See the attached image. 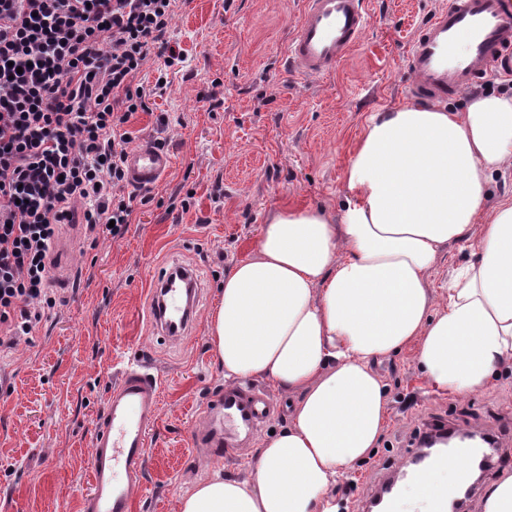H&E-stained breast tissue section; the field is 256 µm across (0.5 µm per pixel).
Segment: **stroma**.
Here are the masks:
<instances>
[{
    "mask_svg": "<svg viewBox=\"0 0 512 512\" xmlns=\"http://www.w3.org/2000/svg\"><path fill=\"white\" fill-rule=\"evenodd\" d=\"M444 2L365 0L361 43L329 76L302 78L287 61L302 0H177L170 37L185 61L168 68L150 56L134 79L150 109L127 125L134 144L163 140L171 168L123 238L62 227L67 250L52 258L69 276L52 285L55 306L33 336L0 350V512H83L97 418L120 372L144 355L159 405L132 512H177L179 495L216 467L246 477L247 454L228 458L192 440L201 409L224 387L208 335L224 275L254 256L262 224L279 208L339 217L345 169L367 121L411 102L407 51ZM214 90L223 100L216 109L206 100ZM175 260L199 280L192 326L177 340L149 318L154 276ZM416 352L411 344L372 365L387 417L376 448L333 491L352 512H366L380 475L409 460L423 425H512V368L455 395L429 385Z\"/></svg>",
    "mask_w": 512,
    "mask_h": 512,
    "instance_id": "1",
    "label": "stroma"
}]
</instances>
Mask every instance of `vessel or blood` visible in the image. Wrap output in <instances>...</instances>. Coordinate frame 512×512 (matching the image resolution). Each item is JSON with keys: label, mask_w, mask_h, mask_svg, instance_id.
Wrapping results in <instances>:
<instances>
[{"label": "vessel or blood", "mask_w": 512, "mask_h": 512, "mask_svg": "<svg viewBox=\"0 0 512 512\" xmlns=\"http://www.w3.org/2000/svg\"><path fill=\"white\" fill-rule=\"evenodd\" d=\"M367 23L362 0H304L299 29L287 49L292 68L304 77L331 74L361 41ZM407 60L414 76L412 94L428 101L447 100L492 71L511 76L512 0H448L421 24ZM170 165L167 150L144 142L128 154V183L152 187ZM190 274L174 265L157 276L150 316L165 335L180 334L192 320L175 283L176 277ZM157 383L150 363L141 360L111 388L91 444L92 492L84 512H132L147 470V431L157 415ZM271 410L272 399L262 387L249 382L225 387L208 405L193 442L229 453L246 447ZM447 464L448 451L441 448L420 454L413 469L385 473L376 493L386 497V512H399L398 481H417L422 471Z\"/></svg>", "instance_id": "obj_1"}]
</instances>
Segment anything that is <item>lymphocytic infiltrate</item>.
I'll use <instances>...</instances> for the list:
<instances>
[{
  "instance_id": "f902f5d3",
  "label": "lymphocytic infiltrate",
  "mask_w": 512,
  "mask_h": 512,
  "mask_svg": "<svg viewBox=\"0 0 512 512\" xmlns=\"http://www.w3.org/2000/svg\"><path fill=\"white\" fill-rule=\"evenodd\" d=\"M176 0H0V348L31 336L61 225L122 237L132 138L147 110L133 77L151 53L182 62L169 31Z\"/></svg>"
}]
</instances>
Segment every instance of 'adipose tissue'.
Listing matches in <instances>:
<instances>
[{"label": "adipose tissue", "instance_id": "ef3b65f1", "mask_svg": "<svg viewBox=\"0 0 512 512\" xmlns=\"http://www.w3.org/2000/svg\"><path fill=\"white\" fill-rule=\"evenodd\" d=\"M512 165V95L462 112L407 103L371 116L345 171L339 219L282 208L252 258L224 277L210 341L233 382L295 395L291 423L235 480L214 470L178 512H336L337 478L376 447L386 397L374 361L417 344L436 389L465 395L512 363V197L487 206ZM478 239L443 292L440 252Z\"/></svg>", "mask_w": 512, "mask_h": 512}]
</instances>
